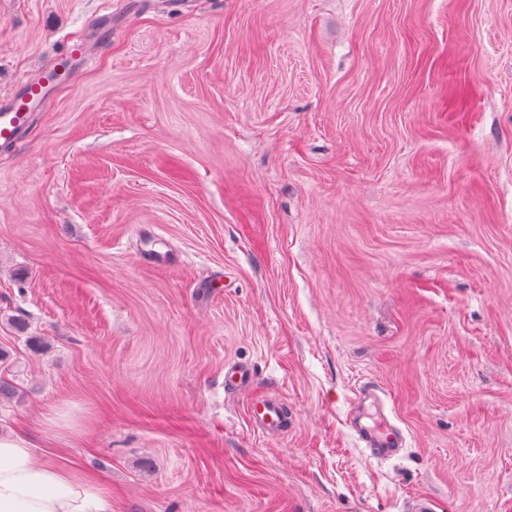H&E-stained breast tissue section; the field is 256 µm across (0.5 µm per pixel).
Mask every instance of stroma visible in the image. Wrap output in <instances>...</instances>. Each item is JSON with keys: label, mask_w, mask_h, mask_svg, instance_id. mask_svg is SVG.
<instances>
[{"label": "stroma", "mask_w": 512, "mask_h": 512, "mask_svg": "<svg viewBox=\"0 0 512 512\" xmlns=\"http://www.w3.org/2000/svg\"><path fill=\"white\" fill-rule=\"evenodd\" d=\"M108 14L0 153V435L112 512H512V0H0V93ZM252 386V371L244 364L229 362L224 365V390L239 393ZM379 393L382 392L374 385H364L357 391L354 397V409L357 411L351 426L369 456L376 460H389L398 456L405 447V436L384 416V402ZM371 407L378 411L379 419L373 425H367L362 419L364 411ZM250 421L268 433H283L288 427L282 402L275 395L257 394L247 404Z\"/></svg>", "instance_id": "obj_1"}]
</instances>
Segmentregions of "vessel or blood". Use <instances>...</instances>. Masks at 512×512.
<instances>
[{"label": "vessel or blood", "instance_id": "1", "mask_svg": "<svg viewBox=\"0 0 512 512\" xmlns=\"http://www.w3.org/2000/svg\"><path fill=\"white\" fill-rule=\"evenodd\" d=\"M95 47L84 40L71 42L67 51L52 57L35 71L19 75L7 94H0V151L14 149L29 129L40 110L50 101L53 88L67 65L81 61L92 63ZM252 385V371L244 364L229 362L224 366L225 390L238 393ZM356 413L352 428L359 442L377 460H389L399 455L405 446V436L400 428L386 417H379L374 424L363 421L368 408L382 409L384 402L376 386L361 387L355 397ZM250 421L269 433H282L288 427L283 405L276 396L258 394L247 404Z\"/></svg>", "mask_w": 512, "mask_h": 512}]
</instances>
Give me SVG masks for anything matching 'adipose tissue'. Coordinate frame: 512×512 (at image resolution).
Instances as JSON below:
<instances>
[{"mask_svg":"<svg viewBox=\"0 0 512 512\" xmlns=\"http://www.w3.org/2000/svg\"><path fill=\"white\" fill-rule=\"evenodd\" d=\"M0 512H112L96 481L40 457L23 435L0 436Z\"/></svg>","mask_w":512,"mask_h":512,"instance_id":"obj_1","label":"adipose tissue"}]
</instances>
